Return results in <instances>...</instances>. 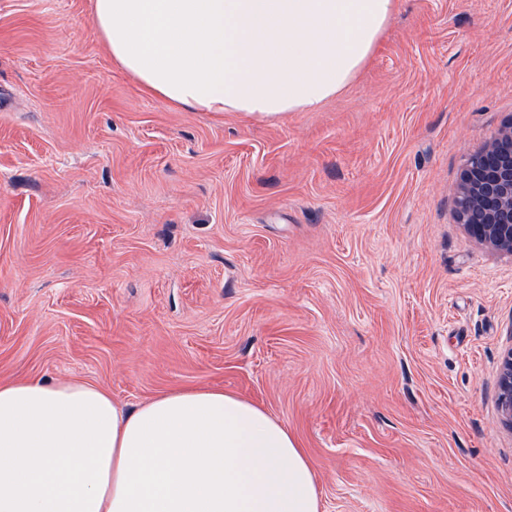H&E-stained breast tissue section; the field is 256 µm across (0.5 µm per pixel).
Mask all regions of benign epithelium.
Returning <instances> with one entry per match:
<instances>
[{
	"mask_svg": "<svg viewBox=\"0 0 512 512\" xmlns=\"http://www.w3.org/2000/svg\"><path fill=\"white\" fill-rule=\"evenodd\" d=\"M512 125L498 131L471 153L461 174L456 216L467 232L488 247L512 254ZM498 404L502 421L512 430V349L499 368Z\"/></svg>",
	"mask_w": 512,
	"mask_h": 512,
	"instance_id": "7a95c632",
	"label": "benign epithelium"
}]
</instances>
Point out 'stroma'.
<instances>
[{"mask_svg":"<svg viewBox=\"0 0 512 512\" xmlns=\"http://www.w3.org/2000/svg\"><path fill=\"white\" fill-rule=\"evenodd\" d=\"M511 123L512 0H399L348 89L275 121L142 93L90 0H0V379L219 386L323 512H512V255L454 216ZM498 383V404L502 421L512 430V348L502 357Z\"/></svg>","mask_w":512,"mask_h":512,"instance_id":"obj_1","label":"stroma"}]
</instances>
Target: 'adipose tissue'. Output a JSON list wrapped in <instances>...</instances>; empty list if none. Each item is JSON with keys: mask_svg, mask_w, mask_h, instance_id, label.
I'll use <instances>...</instances> for the list:
<instances>
[{"mask_svg": "<svg viewBox=\"0 0 512 512\" xmlns=\"http://www.w3.org/2000/svg\"><path fill=\"white\" fill-rule=\"evenodd\" d=\"M151 95L277 119L318 109L379 47L397 0H92ZM0 512H322L303 448L260 405L184 387L136 407L79 379L0 381Z\"/></svg>", "mask_w": 512, "mask_h": 512, "instance_id": "ef3b65f1", "label": "adipose tissue"}]
</instances>
